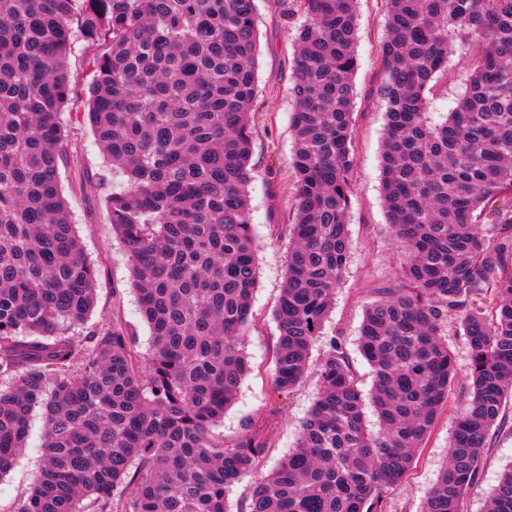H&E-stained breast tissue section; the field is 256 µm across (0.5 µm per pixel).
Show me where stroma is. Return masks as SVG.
Instances as JSON below:
<instances>
[{
	"label": "stroma",
	"mask_w": 512,
	"mask_h": 512,
	"mask_svg": "<svg viewBox=\"0 0 512 512\" xmlns=\"http://www.w3.org/2000/svg\"><path fill=\"white\" fill-rule=\"evenodd\" d=\"M259 35L257 90L260 108L254 115L252 163L254 178L249 187L254 233L262 247L258 254V285L254 293L253 321L245 336L252 371L242 382L234 404L224 413L217 432L236 439L245 421L278 409L271 446L264 469H272L294 448L299 427L318 391L316 371H308L290 394L272 388L271 350L277 334L274 311L286 277L285 257L289 240L285 230L293 220L291 202L294 176L289 165L293 151L292 114L296 110L290 92V61L296 49L298 20H285L279 0H255ZM358 67L354 75L356 166L352 205L348 215L351 253L334 308L325 326L326 335L344 337L362 390L372 383L371 369L357 349L356 340L365 307L383 288L398 282L405 256L392 240L381 187V151L385 124L381 50L386 36L384 0H357ZM69 144L76 153L60 167L61 188L75 230L90 259L102 266L91 323L101 325L119 319L135 336L140 352L149 347V328L137 304L127 256L108 219L104 199L108 186L97 178L105 158L89 125L65 115ZM467 396L465 381L452 387L448 405L431 435L418 449L404 481L391 493V512H420L426 493L438 478L447 458L453 415ZM45 418L34 409L26 446L14 468L0 478V512H12L16 502L33 487L39 470ZM512 466V399H507L501 424L490 435L479 466L478 480L466 492L463 512H485L490 490L504 469Z\"/></svg>",
	"instance_id": "stroma-1"
}]
</instances>
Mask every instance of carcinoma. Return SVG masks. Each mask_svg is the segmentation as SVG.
<instances>
[{
  "label": "carcinoma",
  "instance_id": "obj_1",
  "mask_svg": "<svg viewBox=\"0 0 512 512\" xmlns=\"http://www.w3.org/2000/svg\"><path fill=\"white\" fill-rule=\"evenodd\" d=\"M382 188L407 261L364 312L375 432L341 336L324 327L350 255L355 0H281L300 15L290 92L295 179L272 385L291 393L323 341L319 392L295 448L246 512H386L459 376L470 398L422 512H462L512 398V0H385ZM255 0H0V477L45 414L39 475L13 512H228L260 470L272 420L213 433L251 365L258 284L248 186L256 112ZM92 52L88 120L124 245L148 356L123 326L89 324L100 267L60 185L64 112ZM467 87L429 118L456 52ZM512 512V467L488 497ZM86 55L85 50H83L82 44L80 42L75 43V52L68 59V67L74 74H78L80 79L76 85V89L74 92V98L79 102L80 112H83L85 106H87L88 100V91H87V83L82 79V72L85 71L84 65V57Z\"/></svg>",
  "mask_w": 512,
  "mask_h": 512
}]
</instances>
